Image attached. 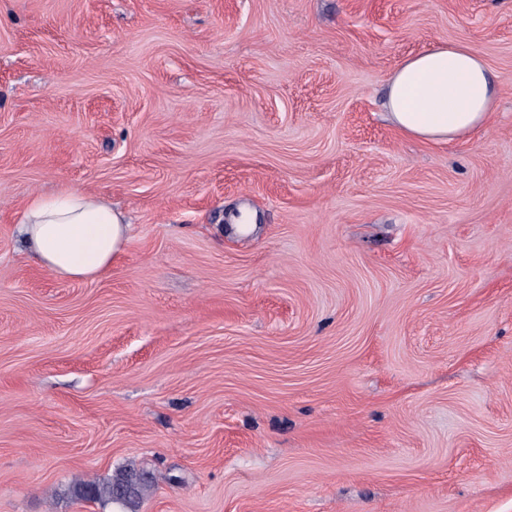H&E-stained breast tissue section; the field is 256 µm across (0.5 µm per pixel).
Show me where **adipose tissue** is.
Returning a JSON list of instances; mask_svg holds the SVG:
<instances>
[{
	"mask_svg": "<svg viewBox=\"0 0 512 512\" xmlns=\"http://www.w3.org/2000/svg\"><path fill=\"white\" fill-rule=\"evenodd\" d=\"M385 109L403 135L426 142L465 138L496 109L494 76L462 41H442L405 59L388 80ZM17 232L39 266L70 281H92L112 268L131 226L110 203L81 191L31 198Z\"/></svg>",
	"mask_w": 512,
	"mask_h": 512,
	"instance_id": "adipose-tissue-1",
	"label": "adipose tissue"
}]
</instances>
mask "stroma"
<instances>
[{"label": "stroma", "mask_w": 512, "mask_h": 512, "mask_svg": "<svg viewBox=\"0 0 512 512\" xmlns=\"http://www.w3.org/2000/svg\"><path fill=\"white\" fill-rule=\"evenodd\" d=\"M442 40L489 125L396 131ZM93 193L92 282L16 236ZM512 512V0H0V512ZM385 109L403 135L426 142L465 138L496 109L492 71L462 41H441L405 59L388 80ZM17 232L39 266L70 281H93L112 268L131 224L98 196L64 190L37 195L20 210ZM149 488L144 470L134 466L116 471L102 482H77L71 486L76 499L100 500L121 506L123 512H137L138 504Z\"/></svg>", "instance_id": "35a3bbf8"}]
</instances>
